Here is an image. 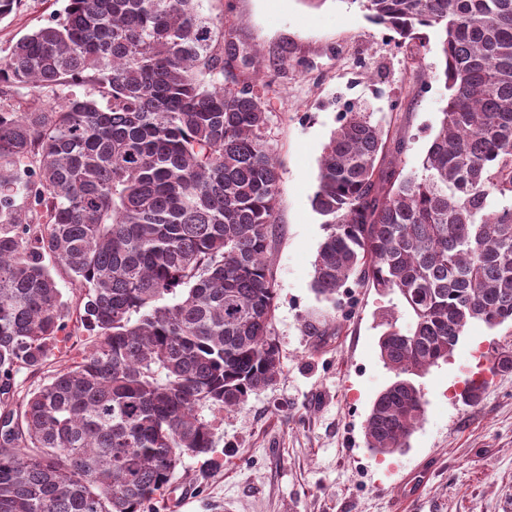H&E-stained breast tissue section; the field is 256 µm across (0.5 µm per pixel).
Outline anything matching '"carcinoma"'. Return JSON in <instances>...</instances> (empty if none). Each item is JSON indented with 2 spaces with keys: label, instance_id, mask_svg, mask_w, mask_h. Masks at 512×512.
Returning a JSON list of instances; mask_svg holds the SVG:
<instances>
[{
  "label": "carcinoma",
  "instance_id": "obj_1",
  "mask_svg": "<svg viewBox=\"0 0 512 512\" xmlns=\"http://www.w3.org/2000/svg\"><path fill=\"white\" fill-rule=\"evenodd\" d=\"M363 2L403 38L441 33L448 89L421 175L398 161L404 137L351 111L313 199L327 227L316 293L331 301L353 277L411 316L385 322L395 380L365 425L367 447L391 454L425 412L414 377L469 324L512 322V0ZM196 5L66 0L0 61V96L32 98L0 105V512H144L184 456L214 451L202 410L238 409L281 372L280 177L256 90L272 81L203 83L237 47ZM511 370L499 351L490 371ZM22 371L41 382L21 395Z\"/></svg>",
  "mask_w": 512,
  "mask_h": 512
}]
</instances>
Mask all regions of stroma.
<instances>
[{
    "label": "stroma",
    "mask_w": 512,
    "mask_h": 512,
    "mask_svg": "<svg viewBox=\"0 0 512 512\" xmlns=\"http://www.w3.org/2000/svg\"><path fill=\"white\" fill-rule=\"evenodd\" d=\"M224 21V38L258 55L273 86L266 138L279 166L272 262L277 300L272 336L282 372L238 411L217 413L216 448L184 456L159 512H512V371L489 377L480 400L460 393L496 349L512 347V324H470L447 362L416 383L425 413L403 451L377 454L364 424L378 393L394 381L380 358L379 314H410L397 296L348 281L335 302L312 288L327 231L312 207L319 161L350 107L381 128L399 127L405 172L418 173L448 92L439 75L440 33L412 40L373 23L360 0H199ZM63 0H21L0 22V59L47 24ZM330 326L329 336L312 335ZM435 467L426 485L403 473Z\"/></svg>",
    "instance_id": "stroma-1"
}]
</instances>
